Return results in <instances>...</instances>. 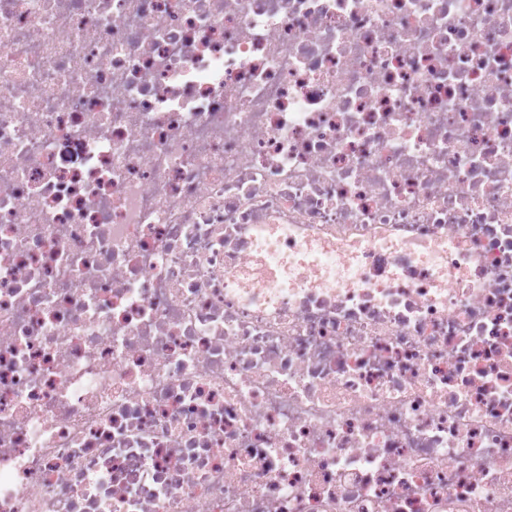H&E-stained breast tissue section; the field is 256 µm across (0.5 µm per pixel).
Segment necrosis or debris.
Masks as SVG:
<instances>
[{
	"label": "necrosis or debris",
	"mask_w": 512,
	"mask_h": 512,
	"mask_svg": "<svg viewBox=\"0 0 512 512\" xmlns=\"http://www.w3.org/2000/svg\"><path fill=\"white\" fill-rule=\"evenodd\" d=\"M0 512H512V0H0Z\"/></svg>",
	"instance_id": "4bbe7bcc"
}]
</instances>
